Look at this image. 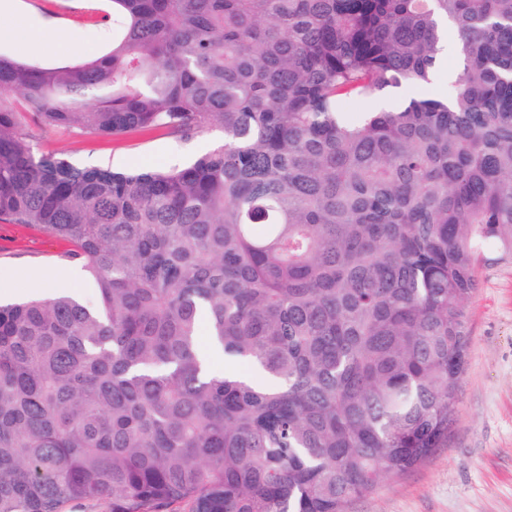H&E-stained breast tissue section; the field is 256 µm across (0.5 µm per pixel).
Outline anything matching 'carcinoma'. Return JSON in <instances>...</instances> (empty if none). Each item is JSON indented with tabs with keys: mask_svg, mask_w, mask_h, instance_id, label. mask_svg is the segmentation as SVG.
Returning a JSON list of instances; mask_svg holds the SVG:
<instances>
[{
	"mask_svg": "<svg viewBox=\"0 0 512 512\" xmlns=\"http://www.w3.org/2000/svg\"><path fill=\"white\" fill-rule=\"evenodd\" d=\"M446 22L451 96L343 111L430 87ZM33 122L224 142L115 171ZM0 223L99 292L0 305V512H346L448 444L478 256L512 259V0H112L98 58L0 54Z\"/></svg>",
	"mask_w": 512,
	"mask_h": 512,
	"instance_id": "obj_1",
	"label": "carcinoma"
}]
</instances>
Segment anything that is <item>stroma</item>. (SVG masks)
Listing matches in <instances>:
<instances>
[{"mask_svg":"<svg viewBox=\"0 0 512 512\" xmlns=\"http://www.w3.org/2000/svg\"><path fill=\"white\" fill-rule=\"evenodd\" d=\"M0 10V53L43 65L102 54L100 17L110 0H12ZM29 35L19 42L7 30ZM33 140L78 166L117 170L184 165L221 144L213 130L190 140L157 131L116 141L33 126ZM69 245L26 224L0 223V293L20 301L67 288L93 298V281ZM480 286L465 305L470 344L458 382L448 444L406 474L354 498L347 512H512V260L477 261Z\"/></svg>","mask_w":512,"mask_h":512,"instance_id":"obj_1","label":"stroma"}]
</instances>
